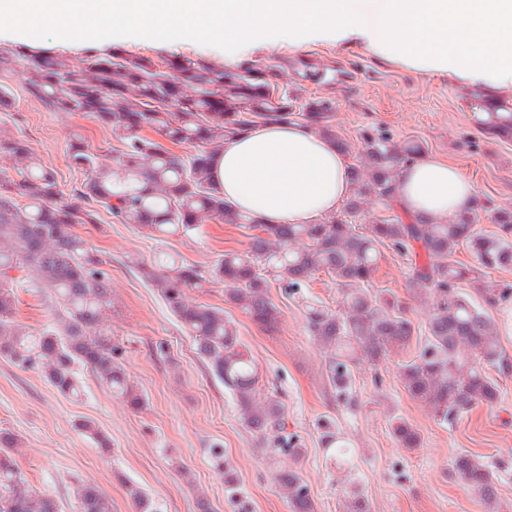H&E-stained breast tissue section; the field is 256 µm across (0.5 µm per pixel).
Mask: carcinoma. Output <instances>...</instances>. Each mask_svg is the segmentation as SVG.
Returning a JSON list of instances; mask_svg holds the SVG:
<instances>
[{
  "label": "carcinoma",
  "instance_id": "obj_1",
  "mask_svg": "<svg viewBox=\"0 0 512 512\" xmlns=\"http://www.w3.org/2000/svg\"><path fill=\"white\" fill-rule=\"evenodd\" d=\"M291 69L303 81H324L336 66L285 59L277 68H226L208 62L154 60L116 48L93 51L82 65L42 51L0 48V73L16 75L25 90L53 112H84L111 128L120 147L112 162L80 139L70 143L72 165L86 178L63 193L54 172L28 142L0 135V357L38 371L63 395L80 388L78 369L88 368L134 410L144 396L129 383L118 347L101 328L112 310V260L90 251L76 225L97 223L100 211L155 237L190 236L208 221L246 231L243 252L226 251L207 270L169 258L138 264L173 317L192 336L198 357L234 397L242 424L274 436L272 453L298 452L284 435L280 401L256 400L258 368L244 349L224 309L192 299L222 283L225 302L261 328L272 331L282 312L270 296L272 284L294 294L324 273L343 292L336 311L310 308L307 328L327 361L328 379L340 397L356 366L375 367L402 357L399 377L409 396L441 424H452L476 406L501 400L494 375H512V354L503 347L491 309L512 299V285L482 288L481 272L512 267V210L485 202L497 231L476 227V215L446 222L407 220L397 212L396 170L414 163L425 147L399 144L386 133H365L356 163L349 166L352 192L343 215L312 224H260L234 210L213 178L224 144L264 122L299 123L332 139L343 155L350 143L336 134L334 102L318 98L301 106L288 101L279 72ZM483 131L512 138V103L499 100L486 113ZM385 202L391 215L358 229L348 217L369 198ZM466 248L474 266L455 259ZM390 249L411 257L412 296L432 301L424 343L409 353L417 329L399 302L369 288ZM52 301L53 320L31 332L15 317L16 290L24 279ZM472 289L467 291L463 285ZM392 435L409 450L421 447L420 432L406 419H390ZM76 429L102 448L108 437L90 420ZM19 439L0 432V512H60L57 502L30 490L13 458ZM452 474L484 505L499 512L498 470L469 452L457 454ZM291 512H316L301 476L274 475ZM76 512H112L94 484L75 492Z\"/></svg>",
  "mask_w": 512,
  "mask_h": 512
}]
</instances>
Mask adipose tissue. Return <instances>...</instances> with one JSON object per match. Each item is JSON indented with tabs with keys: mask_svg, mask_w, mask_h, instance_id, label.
<instances>
[{
	"mask_svg": "<svg viewBox=\"0 0 512 512\" xmlns=\"http://www.w3.org/2000/svg\"><path fill=\"white\" fill-rule=\"evenodd\" d=\"M224 198L262 224H309L336 210L350 192L336 145L300 125L264 124L225 144L214 164ZM475 191L455 166L433 158L399 170L397 203L435 222L469 211Z\"/></svg>",
	"mask_w": 512,
	"mask_h": 512,
	"instance_id": "obj_1",
	"label": "adipose tissue"
}]
</instances>
